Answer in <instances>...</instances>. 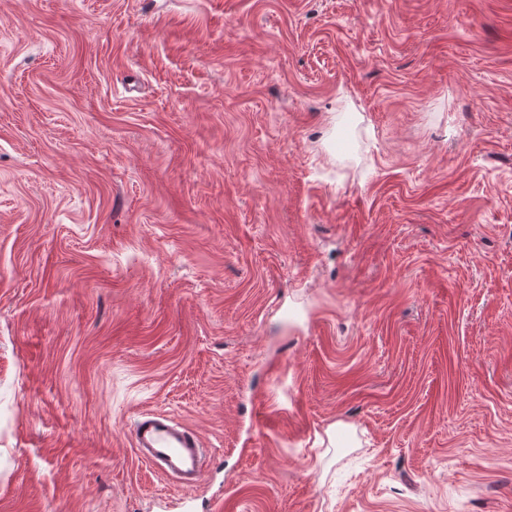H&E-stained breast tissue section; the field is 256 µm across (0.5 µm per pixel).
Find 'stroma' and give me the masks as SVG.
<instances>
[{
    "label": "stroma",
    "instance_id": "stroma-1",
    "mask_svg": "<svg viewBox=\"0 0 512 512\" xmlns=\"http://www.w3.org/2000/svg\"><path fill=\"white\" fill-rule=\"evenodd\" d=\"M215 502L512 512V0H0V512ZM133 448L143 461L183 487L203 475L208 450L186 425L162 414L141 415L132 428Z\"/></svg>",
    "mask_w": 512,
    "mask_h": 512
}]
</instances>
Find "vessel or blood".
<instances>
[{
	"instance_id": "obj_1",
	"label": "vessel or blood",
	"mask_w": 512,
	"mask_h": 512,
	"mask_svg": "<svg viewBox=\"0 0 512 512\" xmlns=\"http://www.w3.org/2000/svg\"><path fill=\"white\" fill-rule=\"evenodd\" d=\"M136 454L181 486L193 487L208 461V450L186 425L162 414L141 415L133 424Z\"/></svg>"
}]
</instances>
